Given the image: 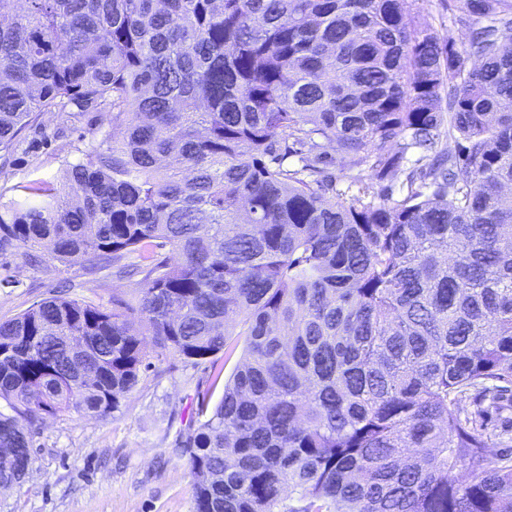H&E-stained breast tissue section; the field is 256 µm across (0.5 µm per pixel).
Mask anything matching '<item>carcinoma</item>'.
<instances>
[{"label":"carcinoma","instance_id":"carcinoma-1","mask_svg":"<svg viewBox=\"0 0 512 512\" xmlns=\"http://www.w3.org/2000/svg\"><path fill=\"white\" fill-rule=\"evenodd\" d=\"M448 7L459 46L407 0H0V153L108 126L0 202V251L137 279L0 321V481L150 355L240 347L177 443L193 512H512V0ZM71 113L48 112L24 131L13 148L11 163L0 168V193L5 195L4 200L15 195L11 188L21 182L60 178L62 161L81 157L94 138L108 130L101 112Z\"/></svg>","mask_w":512,"mask_h":512}]
</instances>
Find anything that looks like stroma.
<instances>
[{"label":"stroma","mask_w":512,"mask_h":512,"mask_svg":"<svg viewBox=\"0 0 512 512\" xmlns=\"http://www.w3.org/2000/svg\"><path fill=\"white\" fill-rule=\"evenodd\" d=\"M409 9L419 26L458 43L469 36L448 0H409ZM106 129L96 111L42 115L0 168V193L9 198L19 183L60 178L63 160L78 159ZM129 287L108 269L90 275L77 265L33 267L0 254V321L58 294L107 307L113 293ZM236 365L220 355L198 365L163 360L112 417H44L23 483L0 490V512H192V478L176 442L200 397L218 402Z\"/></svg>","instance_id":"1"}]
</instances>
